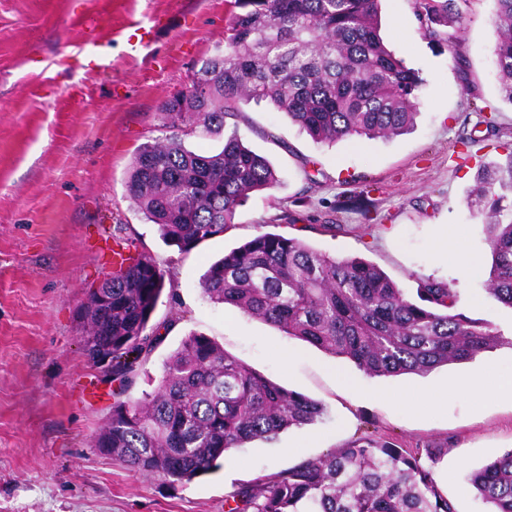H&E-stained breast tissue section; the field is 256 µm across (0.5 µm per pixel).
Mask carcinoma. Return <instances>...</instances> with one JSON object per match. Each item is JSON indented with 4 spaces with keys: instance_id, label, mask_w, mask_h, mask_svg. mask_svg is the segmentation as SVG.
Returning a JSON list of instances; mask_svg holds the SVG:
<instances>
[{
    "instance_id": "obj_1",
    "label": "carcinoma",
    "mask_w": 512,
    "mask_h": 512,
    "mask_svg": "<svg viewBox=\"0 0 512 512\" xmlns=\"http://www.w3.org/2000/svg\"><path fill=\"white\" fill-rule=\"evenodd\" d=\"M224 44L214 48L162 125L187 136H224L216 154L185 147L182 136L139 147L128 194L166 242L188 252L224 234L236 209L277 184L269 162L247 148L241 104L265 102L313 139H391L420 108L419 75L385 44L381 0H233ZM492 54L502 97L512 104V0H495ZM423 35L457 57L463 14L458 0H414ZM454 33H448V29ZM512 165L483 167L471 192L485 213L492 264L488 291L512 308ZM163 288L154 257L140 252L104 275L100 295L81 304L88 362L111 357L120 394L159 337L147 333ZM203 296L353 362L375 377L425 375L473 360L507 343L487 323L456 311L448 284L427 279L418 300L361 259L335 258L304 242L264 233L224 254L201 277ZM320 403L286 390L235 359L216 341L187 336L162 376L139 399L116 400L92 447L170 486L218 468V460L256 440L314 423ZM440 448H398L359 437L344 448L237 485L229 512H456L434 476ZM470 486L490 512H512V450L474 470Z\"/></svg>"
}]
</instances>
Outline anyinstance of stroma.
<instances>
[{
    "mask_svg": "<svg viewBox=\"0 0 512 512\" xmlns=\"http://www.w3.org/2000/svg\"><path fill=\"white\" fill-rule=\"evenodd\" d=\"M459 57L425 38L412 0H383L381 33L414 69L423 102L390 139L314 141L285 113L242 104L246 146L278 183L239 206L223 236L190 252L166 244L126 191L137 147L172 136L157 118L223 43L229 0H0V512H228L242 481L285 470L361 433L404 448L433 447L440 488L456 512H487L468 478L512 450V403L484 409L452 398L420 412L399 402L493 364L512 379V346L427 375L371 377L343 358L206 300L199 280L224 252L263 233L336 257H360L408 296L428 278L447 282L457 309L512 336V309L489 295L484 217L468 203L480 166L512 162V104L492 47L494 0H462ZM101 42L109 70L88 60ZM447 229L464 260L442 254ZM148 251L164 287L148 328L161 341L130 398L152 391L166 358L192 332L219 342L256 372L325 407L311 425L254 440L219 468L176 487L92 448L114 398L81 347L77 315L112 266L102 236Z\"/></svg>",
    "mask_w": 512,
    "mask_h": 512,
    "instance_id": "35a3bbf8",
    "label": "stroma"
}]
</instances>
